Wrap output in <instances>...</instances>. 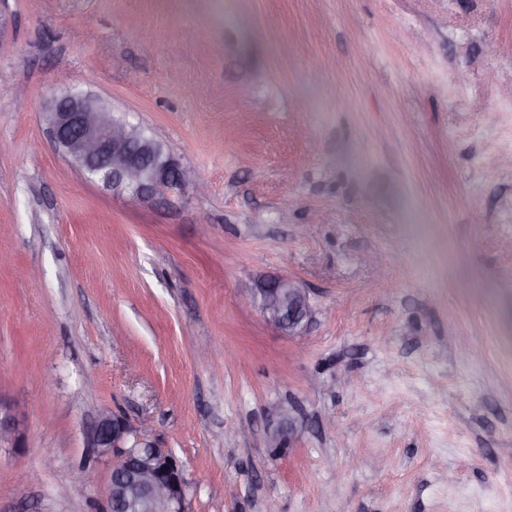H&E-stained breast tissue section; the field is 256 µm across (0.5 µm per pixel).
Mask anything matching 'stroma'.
Instances as JSON below:
<instances>
[{
  "mask_svg": "<svg viewBox=\"0 0 512 512\" xmlns=\"http://www.w3.org/2000/svg\"><path fill=\"white\" fill-rule=\"evenodd\" d=\"M69 91L204 189L79 177ZM0 253V512H106L104 410L189 512H512V0H0ZM249 290L259 296V308L264 318L288 333H295L310 315L307 293L288 277L263 279ZM294 413L291 406L279 408L276 424L265 430L264 440L267 448H272L276 452L290 445L296 433L297 419Z\"/></svg>",
  "mask_w": 512,
  "mask_h": 512,
  "instance_id": "obj_1",
  "label": "stroma"
}]
</instances>
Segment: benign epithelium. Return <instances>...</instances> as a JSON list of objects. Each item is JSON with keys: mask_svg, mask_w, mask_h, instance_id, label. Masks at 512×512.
<instances>
[{"mask_svg": "<svg viewBox=\"0 0 512 512\" xmlns=\"http://www.w3.org/2000/svg\"><path fill=\"white\" fill-rule=\"evenodd\" d=\"M51 137L75 170L101 182L133 202H144L165 188L197 182L196 174L175 160L141 127L116 118L112 108L88 94L66 93L52 99L45 112ZM250 292L259 297L264 318L295 332L311 312L307 293L287 277L263 279ZM293 407H281L275 425L265 430L268 448L289 445L296 433ZM11 415L0 408V445H17ZM89 446L115 458L107 512H188L183 467L167 448L147 441L128 420L109 411L100 414Z\"/></svg>", "mask_w": 512, "mask_h": 512, "instance_id": "obj_1", "label": "benign epithelium"}]
</instances>
